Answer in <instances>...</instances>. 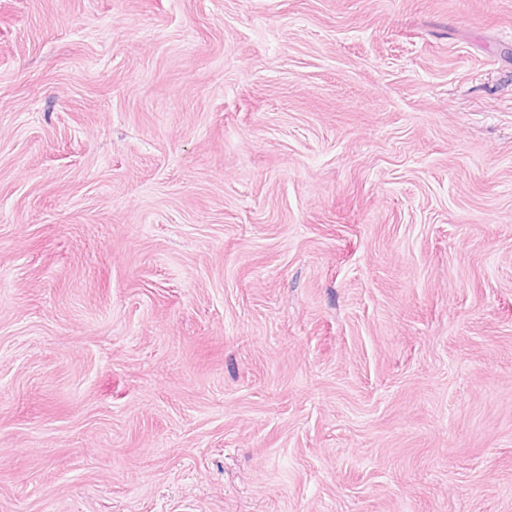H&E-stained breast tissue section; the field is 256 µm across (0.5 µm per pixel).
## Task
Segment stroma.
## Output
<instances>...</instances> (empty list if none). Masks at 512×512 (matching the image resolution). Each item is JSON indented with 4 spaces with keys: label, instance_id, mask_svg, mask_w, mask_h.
<instances>
[{
    "label": "stroma",
    "instance_id": "stroma-1",
    "mask_svg": "<svg viewBox=\"0 0 512 512\" xmlns=\"http://www.w3.org/2000/svg\"><path fill=\"white\" fill-rule=\"evenodd\" d=\"M0 512H512V0H0Z\"/></svg>",
    "mask_w": 512,
    "mask_h": 512
}]
</instances>
